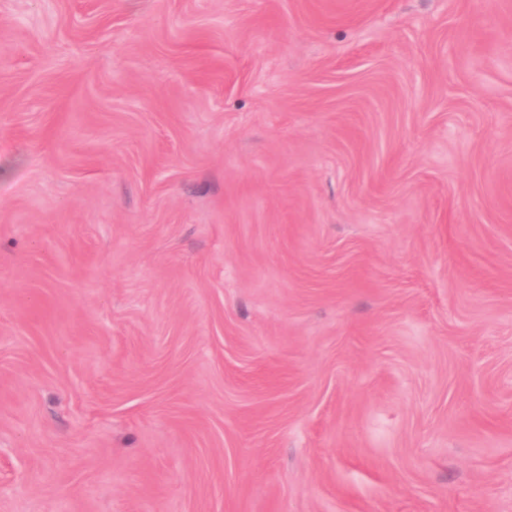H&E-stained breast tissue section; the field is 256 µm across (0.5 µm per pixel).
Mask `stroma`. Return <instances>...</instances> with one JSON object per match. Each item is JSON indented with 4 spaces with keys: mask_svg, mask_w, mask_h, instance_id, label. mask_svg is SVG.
<instances>
[{
    "mask_svg": "<svg viewBox=\"0 0 512 512\" xmlns=\"http://www.w3.org/2000/svg\"><path fill=\"white\" fill-rule=\"evenodd\" d=\"M0 512H512V0H0Z\"/></svg>",
    "mask_w": 512,
    "mask_h": 512,
    "instance_id": "obj_1",
    "label": "stroma"
}]
</instances>
